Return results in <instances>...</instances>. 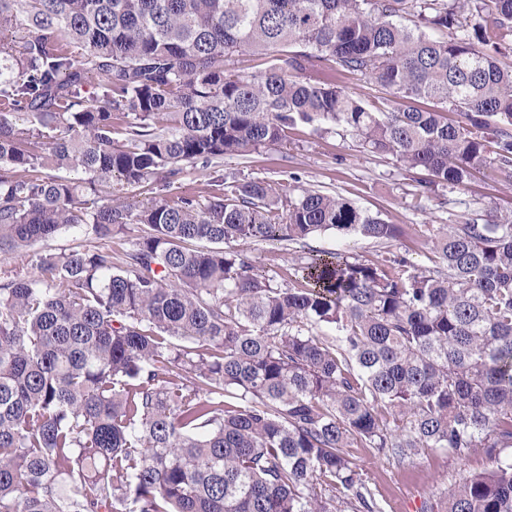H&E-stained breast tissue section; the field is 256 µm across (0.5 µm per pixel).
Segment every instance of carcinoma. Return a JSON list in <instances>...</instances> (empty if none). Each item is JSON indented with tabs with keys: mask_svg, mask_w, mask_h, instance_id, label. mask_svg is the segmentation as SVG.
<instances>
[{
	"mask_svg": "<svg viewBox=\"0 0 512 512\" xmlns=\"http://www.w3.org/2000/svg\"><path fill=\"white\" fill-rule=\"evenodd\" d=\"M244 51L288 69L226 68ZM509 55L512 0H0V250L35 271L0 266V512H381L351 448H484L421 512H512V212L418 225L428 266L318 251L282 288L242 245L402 228L287 179L171 195L302 124L419 199L491 153L512 182ZM70 229L100 244L32 250ZM342 86L346 92L369 102L377 101L379 97L386 96L385 91L380 86L369 82L360 73L346 74L342 79ZM209 173H211V169L203 170L200 165L187 168L180 182L175 185L179 187L176 191L178 194H191L195 196L207 195L208 193L206 192H208L210 188L207 183L212 177Z\"/></svg>",
	"mask_w": 512,
	"mask_h": 512,
	"instance_id": "1",
	"label": "carcinoma"
}]
</instances>
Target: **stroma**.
<instances>
[{"mask_svg":"<svg viewBox=\"0 0 512 512\" xmlns=\"http://www.w3.org/2000/svg\"><path fill=\"white\" fill-rule=\"evenodd\" d=\"M221 170L227 176L258 178L272 184L294 177L300 186L341 194L368 213L406 230L403 237L387 244L373 239H346L328 231L309 238L303 246L279 249L263 241L248 245L247 251L256 261L288 270L312 249L346 250L361 261L376 260L388 250H406L423 265L427 252L414 241V225L449 224L464 212L483 215L512 211V183L491 176L489 170L474 173L463 186L441 188L431 198L419 200L414 196L412 181L392 158L364 154L354 136L318 131L311 125L288 129L279 144L247 157H225ZM352 457L367 475L384 512H419L425 499L439 497L463 474L492 466L480 448L462 460L443 451L387 459L368 448L353 449Z\"/></svg>","mask_w":512,"mask_h":512,"instance_id":"35a3bbf8","label":"stroma"}]
</instances>
